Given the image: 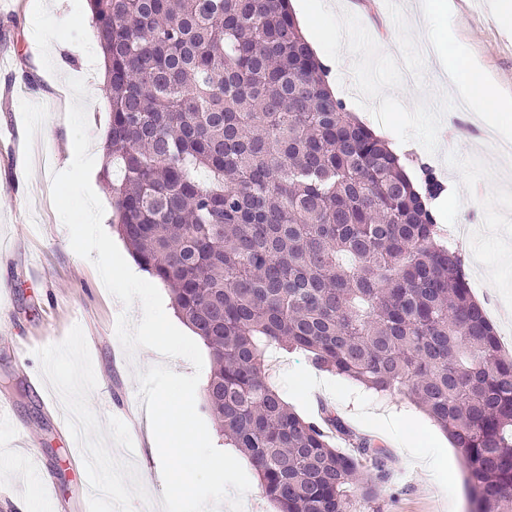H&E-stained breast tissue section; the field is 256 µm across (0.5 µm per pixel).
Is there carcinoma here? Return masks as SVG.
Instances as JSON below:
<instances>
[{"mask_svg":"<svg viewBox=\"0 0 512 512\" xmlns=\"http://www.w3.org/2000/svg\"><path fill=\"white\" fill-rule=\"evenodd\" d=\"M115 233L208 349L205 409L277 512L379 494L383 451L294 412L262 359L403 392L458 448L470 512H512V352L429 201L443 186L330 89L288 0H89ZM352 439L351 452L329 430ZM371 461L373 476L353 485Z\"/></svg>","mask_w":512,"mask_h":512,"instance_id":"obj_1","label":"carcinoma"}]
</instances>
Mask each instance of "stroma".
I'll return each mask as SVG.
<instances>
[{"label": "stroma", "instance_id": "1", "mask_svg": "<svg viewBox=\"0 0 512 512\" xmlns=\"http://www.w3.org/2000/svg\"><path fill=\"white\" fill-rule=\"evenodd\" d=\"M39 2L0 0V399L10 402L14 419L13 426L0 425V512H17L16 496L24 491L34 495L36 512H85L87 476L70 454L72 437L58 420L62 410L81 413L82 443L107 451L106 476L115 494L105 499L103 512H161V461L149 446L147 407L131 403L128 395L138 386L136 372L153 365L164 363L185 375L194 368L186 359H167L147 348L126 355L116 321L123 313L138 321L141 308L123 307L107 291L94 265L72 250L54 208L51 173L55 161L68 155L56 126L71 115L72 101L66 87L52 88L37 72L34 21L55 33L58 71L85 94L76 131L86 151L99 158L109 105L106 82L87 61L97 51L87 0H54L42 17ZM334 2L356 6L382 51L414 70L415 81L393 91L404 106L449 91L437 55L416 51L427 40L421 0ZM452 24L457 40L512 93V26L501 22L496 0H453ZM352 62L343 54L329 81L348 112L375 125L356 102ZM385 139L439 176V223L474 227L459 252L475 299L512 351V157L497 153L474 129L460 127L451 112L443 118L437 154L415 141L399 142L390 131ZM265 365L299 415L315 420L328 407L355 434L385 448L388 478L379 496L353 497L349 512H468L458 450L408 395L373 394L313 368L299 351L270 352ZM370 412L399 419L436 477L411 463L396 437L362 428Z\"/></svg>", "mask_w": 512, "mask_h": 512}]
</instances>
